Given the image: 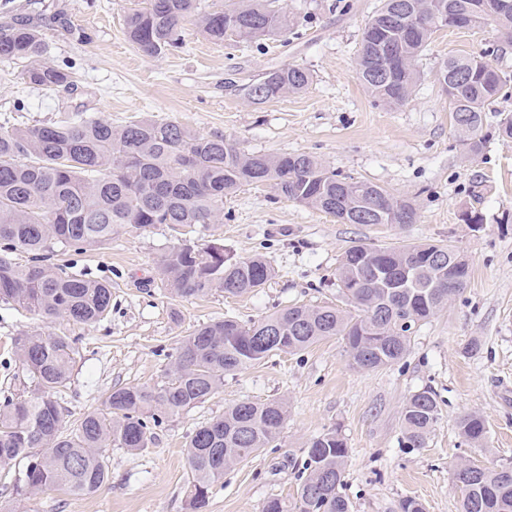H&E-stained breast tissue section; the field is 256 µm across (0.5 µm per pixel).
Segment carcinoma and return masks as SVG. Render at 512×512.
Returning a JSON list of instances; mask_svg holds the SVG:
<instances>
[{
    "instance_id": "1",
    "label": "carcinoma",
    "mask_w": 512,
    "mask_h": 512,
    "mask_svg": "<svg viewBox=\"0 0 512 512\" xmlns=\"http://www.w3.org/2000/svg\"><path fill=\"white\" fill-rule=\"evenodd\" d=\"M403 2L382 0L362 31L357 59L358 80L387 107L397 109L411 97L420 78L418 61L440 30L429 22L436 14L469 16L478 27L492 24L494 50L512 46V9H503L501 0H421L423 19L414 27L401 19ZM189 18L215 43L258 41L281 33L290 22L275 0H233L227 8L204 12L198 0H144V6L126 15L125 34L142 53L158 58L181 47ZM43 53L39 26L23 20L0 25V60L27 61L26 84L74 89L72 67L46 63ZM438 71L447 74L452 86L448 103L466 157H479L491 137L512 139L511 114L492 128L486 116L503 97L506 74L483 55L450 57ZM311 82L308 68L287 65L239 85V92L246 101L263 104L303 92ZM249 184H267L279 196L341 223L343 212L363 206L365 188L389 194L372 182L337 174L311 154L249 153L222 135H199L174 121L142 118L114 127L75 112L62 123L0 131V301L45 318L101 322L112 311V284L50 263L53 244L79 253L108 243L127 226L147 231L158 224H221L224 197ZM394 201L383 212L349 223H415L414 204L397 197ZM18 250L29 255L27 264L10 258ZM274 274L261 255L224 258V245L218 242L174 246L158 269L161 284L181 297L214 289L242 296L263 287ZM338 276L352 308L292 305L249 325L230 318L200 325L180 341L167 381L112 389L105 410L84 415L71 429L57 395L71 383L77 339L38 332L15 338L31 395H7L0 402V463L24 462L17 493L60 488L76 495L98 492L108 479L104 449L146 448L152 427L207 400L225 375L279 352L298 353L338 336L360 371L403 359L414 328L466 288L470 263L451 244H359L342 255ZM271 331L281 336L282 345L259 341ZM287 416L288 406L280 400L239 401L195 429L186 441L191 512H206L224 471L271 447ZM401 417L406 442L424 447L438 418L432 392L411 395ZM457 428L466 442L483 450L487 426L482 415H462ZM348 453L344 438L333 429L310 441L298 512H350L339 491ZM453 482L460 512H512L511 465L487 467L470 459L457 465Z\"/></svg>"
}]
</instances>
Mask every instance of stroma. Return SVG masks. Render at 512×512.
Returning <instances> with one entry per match:
<instances>
[{
  "label": "stroma",
  "mask_w": 512,
  "mask_h": 512,
  "mask_svg": "<svg viewBox=\"0 0 512 512\" xmlns=\"http://www.w3.org/2000/svg\"><path fill=\"white\" fill-rule=\"evenodd\" d=\"M138 0H12L18 16L63 12L68 28L47 21L48 62L74 67L78 88L37 90L23 62L0 60V126L51 124L76 111L122 125L138 118L175 121L201 135L221 134L249 152H307L342 175L371 181L411 200L413 224H341L328 214L277 197L267 185H244L224 200V221L185 227H132L103 248L66 252L74 273L112 282V314L95 325L44 319L0 302V399L26 392L29 380L13 343L25 332L78 337L74 377L60 395L69 421L99 411L116 387L167 381L180 340L219 318L248 324L295 303L345 306L337 268L357 243L449 242L469 259L464 292L412 335L407 355L387 368H354L340 337L279 353L225 375L206 402L169 416L149 448L104 452L110 478L93 495L57 490L16 494L22 462L0 465V503L15 512H189L188 436L239 401L286 400L288 418L276 447L225 471L207 512H262L267 499L295 505L310 439L334 428L349 448L341 494L351 512H398L404 498L426 512H459L453 472L464 458L512 464V141L490 140L466 160L439 62L491 49V26L442 29L419 62L420 82L397 109L386 108L356 78L361 34L380 0H278L295 19L258 43H213L185 23L183 46L145 56L123 31ZM288 64L309 68L308 89L251 104L233 86ZM480 213V225L463 212ZM219 241L225 255L264 256L274 277L253 294H167L156 275L162 256L184 242ZM479 352H468L471 342ZM431 390L440 415L424 447L403 441L401 409ZM469 412L487 423L486 451L473 453L456 422Z\"/></svg>",
  "instance_id": "stroma-1"
}]
</instances>
